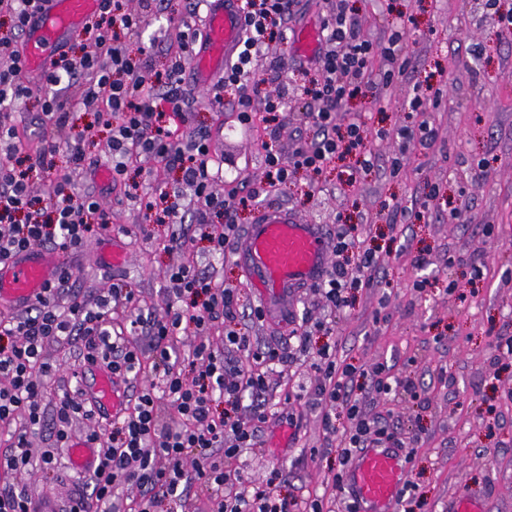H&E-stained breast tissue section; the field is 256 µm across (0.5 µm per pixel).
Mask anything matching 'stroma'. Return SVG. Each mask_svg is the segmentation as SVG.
<instances>
[{
  "label": "stroma",
  "mask_w": 512,
  "mask_h": 512,
  "mask_svg": "<svg viewBox=\"0 0 512 512\" xmlns=\"http://www.w3.org/2000/svg\"><path fill=\"white\" fill-rule=\"evenodd\" d=\"M495 2L490 10L486 0H349L365 36L384 37L402 26L408 30L412 64L396 76L387 102L378 104L368 94L346 105L371 130H385V137L373 140L378 165L364 172L349 158L321 176L301 174L287 188L260 197L322 225L331 242L356 226L360 239L381 256L377 287L359 292L347 314L334 312L309 285L281 324L252 321L256 300L241 266L212 257L206 241L187 244L202 272L237 290V321L252 343L275 347L283 356L270 377L268 396L277 415L258 450L241 456L249 478L280 470L281 495L302 499L323 492L338 468L336 450L317 457L306 452L322 440L320 408L289 404L283 396L285 386H312L310 353L328 345L338 359L357 367L390 365L395 376L412 379L421 394L416 401L400 391L365 406L412 451L405 465L415 486L408 512H448L462 487L481 496L485 512H512V357L496 350L501 337L512 336V288L503 285L512 279V31L500 33L490 24L492 10L512 12V0ZM297 59L293 45L275 43L261 61L262 70L280 69L288 84V122L279 130L287 148L298 141L314 143L316 137L303 117L310 103L300 91L304 79L293 67ZM418 84L442 92L440 105L428 111L438 132L429 146L396 132L407 122ZM183 87L192 100L184 135L209 133L224 176L260 183L265 172L260 135L242 132L236 95L226 93L224 109L217 112L199 99L194 78H186ZM72 123L54 136L62 142L72 130L85 134L90 167L75 175L76 187L104 193L112 206L111 234L75 255L76 285L90 297L115 283L133 289L143 306L159 303L163 273L182 257L168 247L169 227L146 224L123 185L98 180L99 169L110 164L109 133L96 125L93 113H74ZM402 152L408 160L392 174L391 159ZM453 204L462 206V219L449 218ZM116 237L129 248V261L121 268L102 258ZM420 253L434 276L421 293L412 286L411 263ZM377 313L383 323H374ZM320 321L333 322V331L315 330ZM303 323L312 326L304 347L291 334ZM58 457L56 469L37 468L14 481L39 512H69L82 490L66 449H59Z\"/></svg>",
  "instance_id": "35a3bbf8"
}]
</instances>
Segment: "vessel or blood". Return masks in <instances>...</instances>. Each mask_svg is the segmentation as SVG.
Returning <instances> with one entry per match:
<instances>
[{"mask_svg":"<svg viewBox=\"0 0 512 512\" xmlns=\"http://www.w3.org/2000/svg\"><path fill=\"white\" fill-rule=\"evenodd\" d=\"M100 0H49L47 9L27 41L24 55L32 73L48 64L55 47L76 35L94 15ZM236 0H208V38L196 46L190 67L197 87L205 88L223 73L242 33ZM233 258L242 266L267 317L279 320L294 305L297 288L322 279L329 267L321 225L301 220L282 204L260 208L247 233L236 244ZM61 255L32 249L0 266V305L24 306L42 294L60 270ZM90 393L106 414L119 415L125 388L106 369H98ZM94 450L85 438H74L69 461L75 472H85ZM406 482L401 452L396 448L363 449L347 479L348 490L360 512H393Z\"/></svg>","mask_w":512,"mask_h":512,"instance_id":"vessel-or-blood-1","label":"vessel or blood"}]
</instances>
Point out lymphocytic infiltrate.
Masks as SVG:
<instances>
[{
	"label": "lymphocytic infiltrate",
	"instance_id": "obj_1",
	"mask_svg": "<svg viewBox=\"0 0 512 512\" xmlns=\"http://www.w3.org/2000/svg\"><path fill=\"white\" fill-rule=\"evenodd\" d=\"M244 19L243 36L235 60L207 93L215 110L224 108V91L239 93L236 117L239 124L254 128L271 124L288 110L287 92L254 98L253 92L266 77L258 59L273 42H286L296 0H239ZM166 0H100L96 15L83 25L79 39L86 51H64L51 60L39 76H32L22 54L24 39L45 9V0H0V13L12 25L0 33V144L9 152L0 159V264L13 254L31 249L77 252L88 246L99 231L111 224V208L105 199L78 192L70 175L84 169L85 145L74 137L59 145L42 135L36 151L24 152V131L14 120L17 106L36 102L43 124L60 127L71 115L85 110L97 126L110 135L113 183L125 182L139 163L154 161L179 174L180 184L190 187L188 203L169 192L140 195L145 218L171 224L172 246H183L189 234L209 244L211 252L226 257L239 239L235 217L252 207L261 190L240 191L236 181H225L216 170L210 136L184 137L189 99L183 94L186 64L201 38L196 29L178 32L179 49L163 74H154L144 49L132 47L146 10H164ZM348 0H336V11L323 26L322 43L314 61L315 78L302 93L317 103L306 117L320 139L312 145L295 144L285 149L277 132L262 141L264 186H288L302 171L321 174L336 161L355 155L363 170L374 169L378 154L370 145L371 131L361 117H339L347 101L371 90L386 96L396 71L407 69L412 58L405 50L406 33L393 31L372 40L364 37L356 19L349 17ZM383 58L386 67L373 72L371 63ZM65 153L68 175L55 178L44 193H37L30 171L52 168L57 153ZM192 211V224L181 222L183 211ZM337 258L319 288L336 312L352 304L353 292L375 287L380 269L376 251L362 247L354 231L336 239ZM164 280L163 315H137L129 335L111 333L112 303H134L131 289L112 284L96 298L76 287L70 269L46 287L37 301L16 312H0V434L7 449L0 456V473L16 475L31 463L32 434L50 431L59 447L73 437L76 417L97 422L87 437L96 445V458L83 474L85 489L70 512H113L116 499L128 497L127 512H155L163 497L187 501L195 496L207 503V512H331L318 494L296 500L278 495L279 471L246 482L239 458L256 448L259 433L268 420L265 411L267 380L282 361L278 349H252L248 336L233 319L236 291L213 276L200 272L192 261L169 267ZM224 323L222 346H214L210 333L215 321ZM193 330L196 343L183 352L177 338ZM55 340L73 347L87 366H103L124 381L146 378L147 383L127 402L121 417L103 421L89 400L63 398L52 412L41 402L59 364L43 354L45 342ZM244 356L228 360L225 348ZM311 368L315 373L313 396L322 408L325 436L339 435V468L332 486L343 512H358L349 500L345 474L365 448L394 441V434L377 427L363 411L365 397L354 396L356 374L369 378L377 394H390V373L385 365L366 369L337 360L330 348L318 349ZM346 413L347 424L337 429L336 409ZM232 445H225V438Z\"/></svg>",
	"mask_w": 512,
	"mask_h": 512
}]
</instances>
